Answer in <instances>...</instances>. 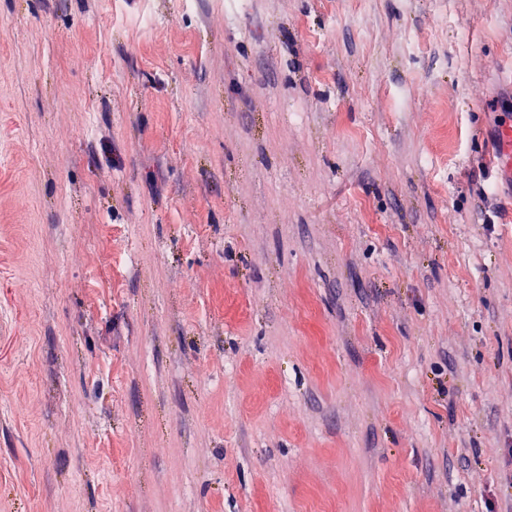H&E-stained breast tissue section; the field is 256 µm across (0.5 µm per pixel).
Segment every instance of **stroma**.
Returning a JSON list of instances; mask_svg holds the SVG:
<instances>
[{
	"mask_svg": "<svg viewBox=\"0 0 512 512\" xmlns=\"http://www.w3.org/2000/svg\"><path fill=\"white\" fill-rule=\"evenodd\" d=\"M512 0H0V512H512ZM500 150L492 154L495 171L502 169L512 176V123H503L499 130Z\"/></svg>",
	"mask_w": 512,
	"mask_h": 512,
	"instance_id": "35a3bbf8",
	"label": "stroma"
}]
</instances>
